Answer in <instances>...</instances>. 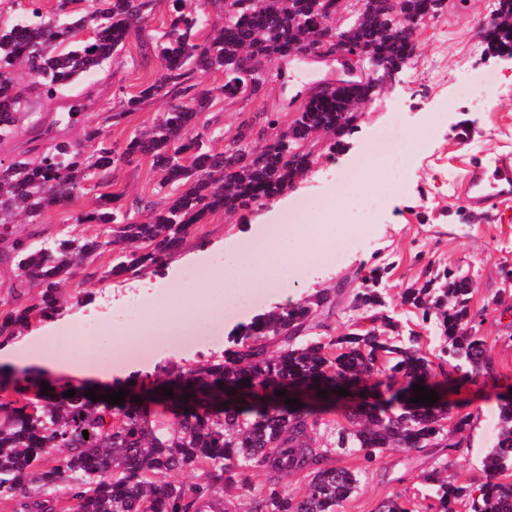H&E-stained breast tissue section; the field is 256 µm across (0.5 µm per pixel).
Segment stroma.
Returning <instances> with one entry per match:
<instances>
[{
  "instance_id": "stroma-1",
  "label": "stroma",
  "mask_w": 512,
  "mask_h": 512,
  "mask_svg": "<svg viewBox=\"0 0 512 512\" xmlns=\"http://www.w3.org/2000/svg\"><path fill=\"white\" fill-rule=\"evenodd\" d=\"M496 4L497 0H446L441 12L417 29V53L410 63L391 76L376 79L371 97L359 108L354 133L343 137L341 147L331 150L332 140L324 134L312 140L315 163L295 187L285 190L286 206L278 208L268 201L229 214L216 213L206 223L190 228L182 253L202 256L216 243L228 250L240 249L245 245L243 231L262 224L269 212H276L283 224H310L314 221L313 208L322 200H333L344 213L336 235L357 237V249L340 266L328 267L321 260H312L309 276L289 281L283 293L269 295L255 306L254 314L328 289L335 293L329 318L331 330L336 335L346 333L355 317L349 308L350 293L358 285L355 272H367L390 262L394 268L384 280L386 300L400 312L408 328L421 334L424 347L431 349L438 343L433 323L411 315L402 305L401 295L406 288L428 279L431 269L459 268L468 271L473 279L471 307L484 312L478 330L487 339L501 382L512 385V284L500 275L501 266L512 265V200L490 212L469 205L462 192L465 164L470 156L512 153V60L487 49L477 37L478 30L491 22ZM168 23L167 7L157 6L111 62L76 84L74 91L84 97L87 110L81 121L60 125L61 137L83 144L89 152L93 146L85 141V129L99 125L114 148L120 150L130 137L153 125L156 117L168 109L169 98L147 100L139 110L111 125L103 118L106 113L118 111L125 98L155 79L159 63L152 48ZM445 67L491 72L496 74L497 83L492 89H478L463 97L456 85L440 81L438 71ZM333 75V65L325 62L296 60L284 68L275 63L267 67L261 95L226 99L216 93L224 82L223 73H194V84L215 93L211 108L199 117L206 144L222 151L239 123L258 112L278 113L279 123L254 136L253 145L259 148L273 142L294 119L287 106L295 95L311 91ZM396 109L401 111L409 133L425 127L428 113L442 115L441 129L397 170L384 162V153L377 150L374 142L375 132L389 124ZM370 157L382 163L379 178L397 179L404 184L402 193L375 224L363 223L358 192L338 197L332 194L340 172ZM114 176L112 190L120 194L131 221H146V203L165 200L159 191L162 173L152 168L150 159L122 163ZM96 196V190H86L72 205L46 212L41 223L19 221L17 232L24 237L34 236L39 242L59 235L91 237L106 233L105 225L83 224L78 219L79 213L93 208ZM115 257L112 251L98 255L93 263V279L77 274L65 281L62 291L67 303L63 316L81 322L96 318L104 331L112 323V308L142 291L145 284L162 288L183 278V268L169 264L158 270L112 278L108 272ZM112 351L113 361L134 359L137 369L133 376L137 379L153 374L158 365L169 361L188 366L200 361L199 356L184 352L172 341L135 357L119 344L113 345ZM448 399L471 415L459 451L391 448L371 464L360 456L332 454L335 464L357 471L360 479L356 492L338 512H375L396 493L411 499L420 497L421 478L435 467H445L449 482L457 485L482 482L480 462L494 447L499 428L496 391L470 385L449 390ZM246 478V486L237 485L225 493L228 512H250L258 489L269 482L299 495L310 480L305 472L274 475L262 469L247 471Z\"/></svg>"
}]
</instances>
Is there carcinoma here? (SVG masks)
<instances>
[{"instance_id":"obj_1","label":"carcinoma","mask_w":512,"mask_h":512,"mask_svg":"<svg viewBox=\"0 0 512 512\" xmlns=\"http://www.w3.org/2000/svg\"><path fill=\"white\" fill-rule=\"evenodd\" d=\"M181 0H172L173 18L165 41L157 44L159 75L138 94L125 100V110L104 117L121 119L147 99L187 96L161 113L152 129L126 141L121 158L131 163L147 158L164 177L160 187H174L162 208H149L145 222H131L119 204L120 195L101 194L95 207L82 215L85 223L113 224V235L56 237L39 245L17 235L12 216L21 213L30 224L41 223L48 210L72 204L84 182L107 179L116 169L114 148L96 126L85 139L94 143L88 155L78 145L53 139L36 159L0 162V242L10 244L14 280L39 288L29 304L0 312V338L9 339L36 317L48 318L64 303L60 284L87 269L112 245L134 250L119 252L110 275L121 277L141 269L158 268L182 246L190 226L203 224L217 212L230 213L280 195L314 164L310 138L331 132L340 138L356 128L358 104L374 91L371 81L344 82L304 100L292 123L273 144L256 152L250 148L255 121L242 123L221 152H215L194 129L209 105V92L196 90L189 80L196 71L224 73L222 92L241 96L242 74L249 73L252 95L264 86L262 66L288 60L291 51L316 50L315 14L322 0H260L257 7L230 12L225 0H208L220 30L197 42L209 22L206 12L185 13ZM75 0H56L53 16L40 7L30 19L0 26V142L20 133L22 119L43 136L52 132L33 111L32 99L54 100L86 73L119 53L132 31L155 9L158 0H95L84 13L73 10ZM390 13L383 0H363V10L340 26L344 42L359 50L361 64L371 71L401 68L410 62L413 46L405 23L436 15L444 0H398ZM90 31L87 40L79 32ZM483 43L512 53V0H499ZM22 62L29 78L24 87L12 77ZM75 94L67 111L53 125L71 122L83 108ZM360 278L350 309L357 312L354 331L334 336L326 309L328 291L286 306H278L240 327L232 345L210 355L204 364L185 368L168 364L155 371L148 388L161 384L192 411L168 416L131 401L110 404L82 393L64 397L37 392L23 400L0 398V495L18 499L19 512H61L53 493L67 490L68 512H202L207 501L235 484L250 468L274 474L310 470L305 493L291 496L276 484L267 485L253 512H337L358 483L357 472L327 462V453L313 448V435L322 428L334 434L331 444L344 454L363 453L368 463L393 447L432 446L459 449L453 431L470 425L471 414L453 419L434 403H411L418 384L430 391L433 362L422 351L420 337L406 329L387 309L382 273ZM472 278L446 268L420 288L406 289L402 303L414 307L422 320L435 318L440 339L437 358L456 374L458 389L479 382L495 385L500 374L489 355L486 337L476 330L483 311L470 307ZM389 397L350 407L338 388H357L374 374ZM249 384H244V381ZM286 393H281V390ZM300 390L320 397L321 405L283 406L288 393ZM237 404L214 414L210 408L224 398ZM338 414L340 424L325 420ZM89 436H83V431ZM484 481L475 488L457 487L442 476L444 468L423 475L438 500V512H512V389L500 395L499 432L495 447L481 461ZM203 471L200 481L174 483V473Z\"/></svg>"}]
</instances>
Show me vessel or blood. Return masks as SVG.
Here are the masks:
<instances>
[{
    "label": "vessel or blood",
    "instance_id": "vessel-or-blood-1",
    "mask_svg": "<svg viewBox=\"0 0 512 512\" xmlns=\"http://www.w3.org/2000/svg\"><path fill=\"white\" fill-rule=\"evenodd\" d=\"M463 191L472 204L493 210L512 198V158L471 159Z\"/></svg>",
    "mask_w": 512,
    "mask_h": 512
}]
</instances>
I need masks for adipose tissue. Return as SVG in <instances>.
<instances>
[{
	"label": "adipose tissue",
	"instance_id": "1",
	"mask_svg": "<svg viewBox=\"0 0 512 512\" xmlns=\"http://www.w3.org/2000/svg\"><path fill=\"white\" fill-rule=\"evenodd\" d=\"M311 243V237L301 226L289 228L275 242L265 234L254 238L248 249L218 259L208 278L190 295L159 297V313L126 330V343L177 335L191 324L205 323L215 312L248 297L254 288L287 281L295 263ZM64 326V321L53 319L47 325L46 334L26 336L15 344L1 347L0 365L9 369H33L41 382L51 383L62 375L79 380L97 377L111 381L112 370L95 359L96 342L87 340L69 351H59L52 334Z\"/></svg>",
	"mask_w": 512,
	"mask_h": 512
}]
</instances>
